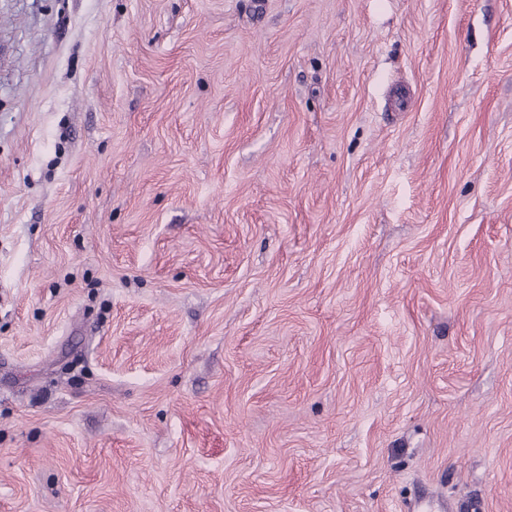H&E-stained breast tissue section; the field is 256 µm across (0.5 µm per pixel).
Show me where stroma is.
Masks as SVG:
<instances>
[{
  "instance_id": "35a3bbf8",
  "label": "stroma",
  "mask_w": 512,
  "mask_h": 512,
  "mask_svg": "<svg viewBox=\"0 0 512 512\" xmlns=\"http://www.w3.org/2000/svg\"><path fill=\"white\" fill-rule=\"evenodd\" d=\"M512 512V0H0V512Z\"/></svg>"
}]
</instances>
